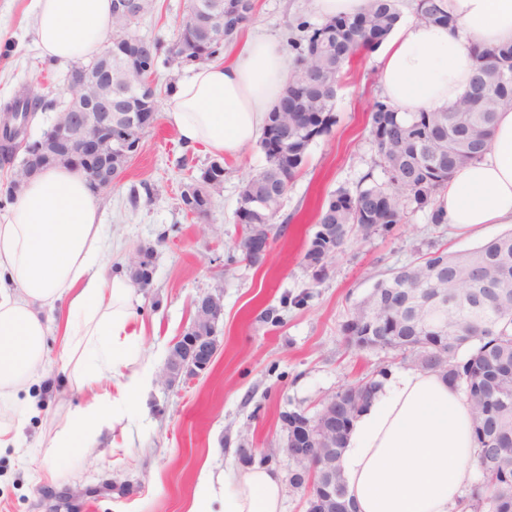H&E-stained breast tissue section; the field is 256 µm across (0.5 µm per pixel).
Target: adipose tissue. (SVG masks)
I'll return each mask as SVG.
<instances>
[{
  "mask_svg": "<svg viewBox=\"0 0 512 512\" xmlns=\"http://www.w3.org/2000/svg\"><path fill=\"white\" fill-rule=\"evenodd\" d=\"M40 53L67 64L88 59L110 37L112 0H31ZM455 29L407 16L380 47L384 100L400 112L442 108L467 90L472 44L512 43V0H443ZM232 58L192 66L169 93L165 117L186 145L239 155L262 133L290 79L281 40L254 34ZM445 222L462 233L512 225V110L497 116L492 146L457 171L439 195ZM97 196L84 173L52 166L29 178L0 215V446L13 442L25 415L16 393L43 369L47 338L61 333V385L122 378L123 394L73 411L47 455L67 459L95 447L150 389L131 368L136 286L105 273ZM478 452L467 399L439 375L416 369L385 377L354 420L340 465L354 512H465V475ZM284 512L283 487L262 466L228 469L223 482L202 476L188 512Z\"/></svg>",
  "mask_w": 512,
  "mask_h": 512,
  "instance_id": "ef3b65f1",
  "label": "adipose tissue"
}]
</instances>
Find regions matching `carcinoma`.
Here are the masks:
<instances>
[{
  "instance_id": "cac0c4a2",
  "label": "carcinoma",
  "mask_w": 512,
  "mask_h": 512,
  "mask_svg": "<svg viewBox=\"0 0 512 512\" xmlns=\"http://www.w3.org/2000/svg\"><path fill=\"white\" fill-rule=\"evenodd\" d=\"M224 12V37L205 40L184 21L178 40L153 43V58L171 65L176 42L201 44L200 53L188 60L201 63L220 57L225 44L250 18L254 0H231ZM416 14L432 24L454 27V19L441 0H417ZM398 0H369L355 16L300 25V35L290 41L294 51L292 80L278 105L268 113L260 147L267 165L244 186L238 209L249 210L255 223L272 226L288 183L303 167L317 132L326 133L335 123L333 108L337 87L359 51L372 52L400 20ZM476 67L469 90L454 104L440 109L402 115L383 100L374 101L369 113L370 133L385 181H373L353 192L339 188L321 205L316 225H336V248L349 231L364 235L387 230L404 220L407 211L425 212L432 224L443 223L438 194L448 179L464 165L479 159L491 145L497 114L512 109V43L493 48L472 47ZM119 42L87 64L71 69L96 68L108 78L121 65ZM44 106L42 99L19 97L5 106L13 122L0 127V156L14 154L19 130L31 114ZM453 253L429 251L415 261L389 270L370 294L355 305L342 332L355 344L366 345L373 336L389 337L385 351L411 361L420 370L438 371L444 380L464 393L473 409L479 474L472 512H512V449L500 453L495 464L485 451L495 428L512 430V380L497 391L488 386L493 366L512 360V231L467 251L470 266L452 263ZM448 272V280L488 283L477 289L484 310L473 313L467 302H448L444 320L448 336L458 340L443 344L434 328L415 308L435 287V268Z\"/></svg>"
}]
</instances>
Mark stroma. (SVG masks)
I'll use <instances>...</instances> for the list:
<instances>
[{"mask_svg":"<svg viewBox=\"0 0 512 512\" xmlns=\"http://www.w3.org/2000/svg\"><path fill=\"white\" fill-rule=\"evenodd\" d=\"M30 0H0V26L12 35L0 42V107L25 95L66 101V65L43 59L35 45ZM135 25L146 40H171L187 0H153ZM318 23L311 0H255L244 32L290 40L297 25ZM375 53L359 55L342 79L334 101L336 123L317 137L307 162L290 182L274 219L276 234L264 265L235 258L241 232L235 211L244 182L266 165L259 144L224 158V184L212 209L199 220L185 214L179 196L213 156L204 147H184L174 128L158 118L112 188L100 193L103 233L112 241L108 270L127 267L142 248L155 250L153 284L138 289L134 312L133 368L151 363L146 404L125 412L99 438L96 448L59 462L45 450L72 410L93 397L115 396L111 376L94 386H59L62 340L48 339L43 372L16 395L28 412L17 443L0 447V512H70L60 494L101 483L111 490L83 496L78 512H186L202 470L254 465L276 471L283 484L285 512H305L304 491L292 484L296 470L282 448L280 416L297 409L316 413L322 402L354 380L388 365L378 349L348 344L341 326L353 306L388 270L418 254L445 248L467 250L504 232L488 224L475 236L430 224L426 213L370 236L350 232L326 276L313 280L303 261L322 202L339 188L356 189L366 173L382 179L372 143L369 107L381 96ZM187 157V169L176 161ZM149 185L151 196L131 203L130 190ZM210 293L223 300L219 351L209 372L167 385L169 349L192 318L193 303ZM303 305H293L295 297Z\"/></svg>","mask_w":512,"mask_h":512,"instance_id":"stroma-1","label":"stroma"}]
</instances>
